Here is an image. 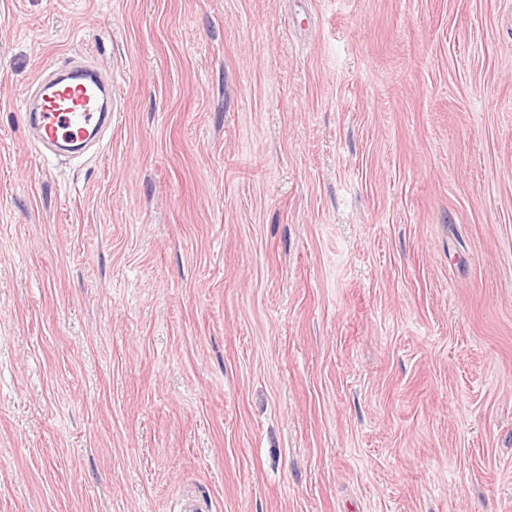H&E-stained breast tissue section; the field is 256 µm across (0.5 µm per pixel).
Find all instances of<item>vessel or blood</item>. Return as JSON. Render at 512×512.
<instances>
[{"label": "vessel or blood", "instance_id": "obj_1", "mask_svg": "<svg viewBox=\"0 0 512 512\" xmlns=\"http://www.w3.org/2000/svg\"><path fill=\"white\" fill-rule=\"evenodd\" d=\"M103 92L96 70L74 58L41 74L22 102L38 148L84 142L111 123L112 111L100 103Z\"/></svg>", "mask_w": 512, "mask_h": 512}]
</instances>
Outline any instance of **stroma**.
<instances>
[{
    "mask_svg": "<svg viewBox=\"0 0 512 512\" xmlns=\"http://www.w3.org/2000/svg\"><path fill=\"white\" fill-rule=\"evenodd\" d=\"M509 15L0 0V512H512ZM103 92L97 71L76 58L41 74L22 102L38 148L81 143L93 139L104 124L111 126L114 113L100 104Z\"/></svg>",
    "mask_w": 512,
    "mask_h": 512,
    "instance_id": "stroma-1",
    "label": "stroma"
}]
</instances>
